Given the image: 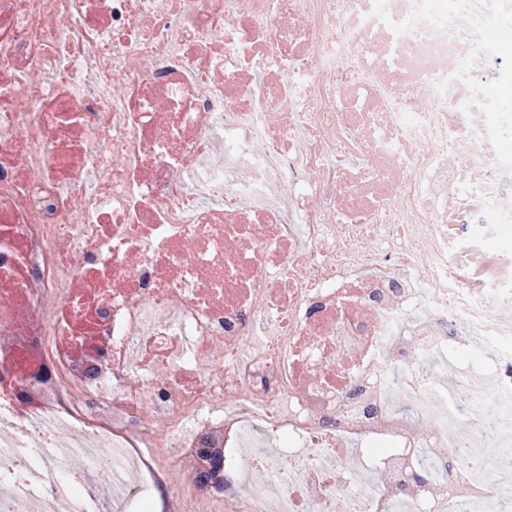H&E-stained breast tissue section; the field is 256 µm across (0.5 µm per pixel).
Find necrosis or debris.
Instances as JSON below:
<instances>
[{
    "mask_svg": "<svg viewBox=\"0 0 512 512\" xmlns=\"http://www.w3.org/2000/svg\"><path fill=\"white\" fill-rule=\"evenodd\" d=\"M104 462L163 512H498L512 0H0V512Z\"/></svg>",
    "mask_w": 512,
    "mask_h": 512,
    "instance_id": "4bbe7bcc",
    "label": "necrosis or debris"
}]
</instances>
